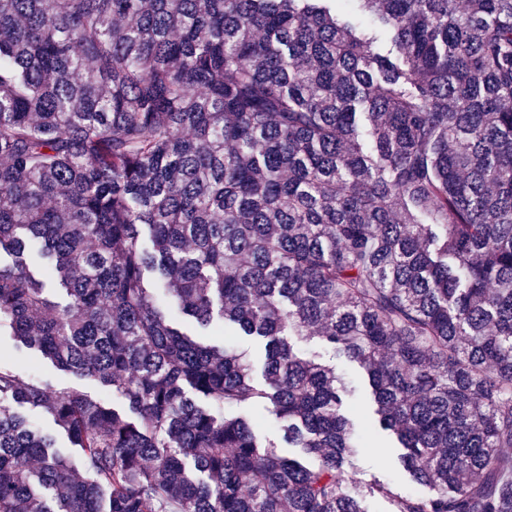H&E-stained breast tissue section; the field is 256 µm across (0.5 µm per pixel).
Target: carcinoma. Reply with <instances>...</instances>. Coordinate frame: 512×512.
<instances>
[{
    "label": "carcinoma",
    "instance_id": "cac0c4a2",
    "mask_svg": "<svg viewBox=\"0 0 512 512\" xmlns=\"http://www.w3.org/2000/svg\"><path fill=\"white\" fill-rule=\"evenodd\" d=\"M3 255L0 335L125 411L0 362L78 457L0 406V512H367L313 338L395 512H512V0H0ZM303 349L308 356H316L320 361L336 366V372L343 378L359 387L360 393L357 404L368 413L372 410V400L369 394L368 381L365 373L355 362H350L342 355L336 354L331 348L323 345L317 338L303 344ZM263 413L265 422L259 430L263 443L274 442L278 446L277 450L286 457L301 458L307 464H314L316 462L314 457L305 456L300 448L288 446L283 441L282 432L275 422L274 416L267 411H263ZM375 448H360L348 469L345 490L363 496L368 512H393L396 497L411 492H426L417 485L404 468L395 437L389 431H380ZM384 489V493L378 491Z\"/></svg>",
    "mask_w": 512,
    "mask_h": 512
}]
</instances>
